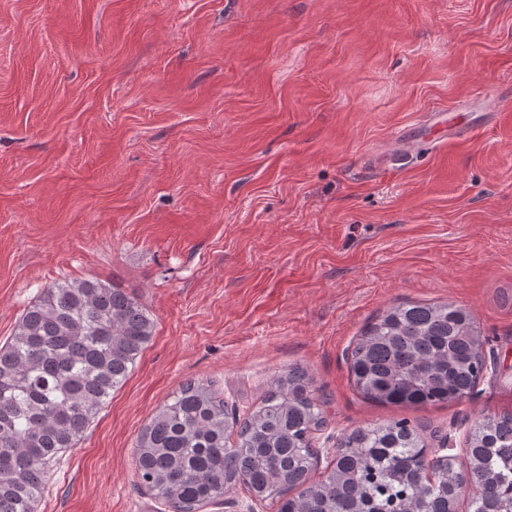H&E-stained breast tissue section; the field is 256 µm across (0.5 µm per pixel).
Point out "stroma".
<instances>
[{"mask_svg":"<svg viewBox=\"0 0 512 512\" xmlns=\"http://www.w3.org/2000/svg\"><path fill=\"white\" fill-rule=\"evenodd\" d=\"M99 279L154 332L36 512H171L135 445L189 379L243 415L299 365L327 425H430L465 460L512 412V0H0V344L45 288ZM450 302L488 370L379 405L347 349Z\"/></svg>","mask_w":512,"mask_h":512,"instance_id":"35a3bbf8","label":"stroma"}]
</instances>
